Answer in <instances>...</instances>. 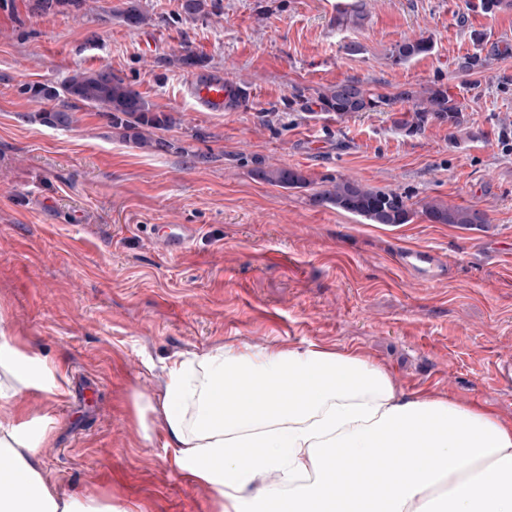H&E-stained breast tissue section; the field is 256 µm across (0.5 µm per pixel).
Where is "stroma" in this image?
<instances>
[{
  "label": "stroma",
  "instance_id": "35a3bbf8",
  "mask_svg": "<svg viewBox=\"0 0 512 512\" xmlns=\"http://www.w3.org/2000/svg\"><path fill=\"white\" fill-rule=\"evenodd\" d=\"M128 0H86L44 15L0 0V317L66 375L56 439L40 455L60 490L111 487L129 512H210V489L161 446L143 447L130 395L158 397L166 367L224 344L355 348L397 394L483 405L512 421V9L477 0H365L336 23V0H139L151 21L128 27ZM483 42H476V35ZM431 53L393 64L406 38ZM357 52H347V45ZM202 57L183 70L185 49ZM483 49L480 74L456 70ZM110 67L180 123L166 151L122 139L103 113L67 127L38 118L28 83L60 86ZM221 75L245 91L230 112L196 110L187 85ZM358 79L390 93L443 83L460 126L409 134L391 112L337 119L300 109L294 89ZM302 170L309 188L253 179L257 165ZM408 195V224H367L312 204L325 177ZM437 199L484 211V224H434ZM164 224H194L193 245L158 251ZM430 249L448 266L429 285L398 263Z\"/></svg>",
  "mask_w": 512,
  "mask_h": 512
}]
</instances>
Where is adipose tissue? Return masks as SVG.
<instances>
[{"label":"adipose tissue","instance_id":"ef3b65f1","mask_svg":"<svg viewBox=\"0 0 512 512\" xmlns=\"http://www.w3.org/2000/svg\"><path fill=\"white\" fill-rule=\"evenodd\" d=\"M64 382L0 327V512H127L110 490L67 494L40 468ZM226 383L243 389L225 393ZM131 400L142 441L164 434L176 466L210 488L211 512H512V422L397 396L388 372L354 349L218 345L174 360L159 399ZM385 446L393 459L375 464ZM348 458L356 475L342 485Z\"/></svg>","mask_w":512,"mask_h":512}]
</instances>
